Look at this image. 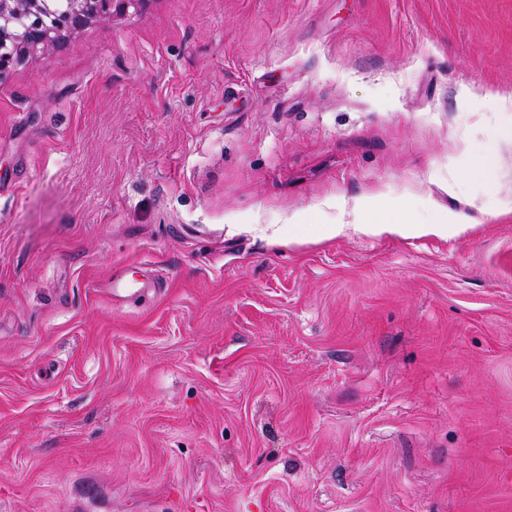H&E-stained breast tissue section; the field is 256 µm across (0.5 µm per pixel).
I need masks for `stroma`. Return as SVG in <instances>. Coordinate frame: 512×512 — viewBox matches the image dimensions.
Masks as SVG:
<instances>
[{
  "mask_svg": "<svg viewBox=\"0 0 512 512\" xmlns=\"http://www.w3.org/2000/svg\"><path fill=\"white\" fill-rule=\"evenodd\" d=\"M507 204L512 0H147L23 53L0 512H512ZM474 224H463L462 222L448 223L431 222L428 224H403L399 221L376 220L366 224L355 225V230L362 234L372 236H398L409 237H456L466 234L473 229Z\"/></svg>",
  "mask_w": 512,
  "mask_h": 512,
  "instance_id": "35a3bbf8",
  "label": "stroma"
}]
</instances>
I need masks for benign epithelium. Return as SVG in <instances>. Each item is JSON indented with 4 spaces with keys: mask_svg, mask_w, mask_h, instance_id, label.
I'll use <instances>...</instances> for the list:
<instances>
[{
    "mask_svg": "<svg viewBox=\"0 0 512 512\" xmlns=\"http://www.w3.org/2000/svg\"><path fill=\"white\" fill-rule=\"evenodd\" d=\"M143 0H0V76L24 51L106 19Z\"/></svg>",
    "mask_w": 512,
    "mask_h": 512,
    "instance_id": "obj_1",
    "label": "benign epithelium"
}]
</instances>
